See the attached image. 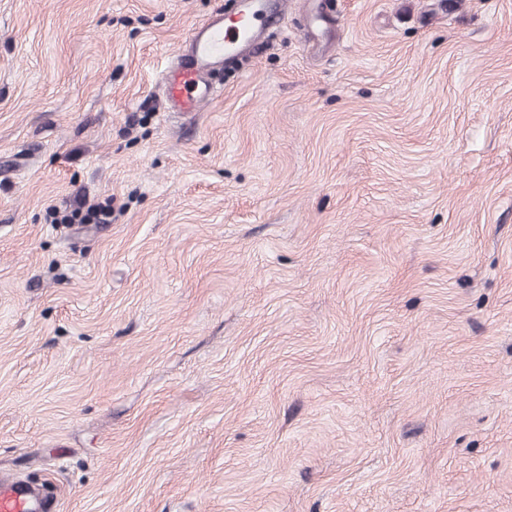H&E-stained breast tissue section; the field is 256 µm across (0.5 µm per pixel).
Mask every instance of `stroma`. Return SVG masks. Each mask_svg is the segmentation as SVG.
I'll return each mask as SVG.
<instances>
[{
	"instance_id": "1",
	"label": "stroma",
	"mask_w": 512,
	"mask_h": 512,
	"mask_svg": "<svg viewBox=\"0 0 512 512\" xmlns=\"http://www.w3.org/2000/svg\"><path fill=\"white\" fill-rule=\"evenodd\" d=\"M226 2L0 0V479L512 512V0H288L168 111Z\"/></svg>"
}]
</instances>
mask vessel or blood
I'll return each mask as SVG.
<instances>
[{
    "mask_svg": "<svg viewBox=\"0 0 512 512\" xmlns=\"http://www.w3.org/2000/svg\"><path fill=\"white\" fill-rule=\"evenodd\" d=\"M287 0H235L232 13H217L193 29L185 50L161 74L168 109L186 116L213 100V71L231 67L258 40L259 30ZM41 504L18 483L0 480V512H41Z\"/></svg>",
    "mask_w": 512,
    "mask_h": 512,
    "instance_id": "1",
    "label": "vessel or blood"
}]
</instances>
